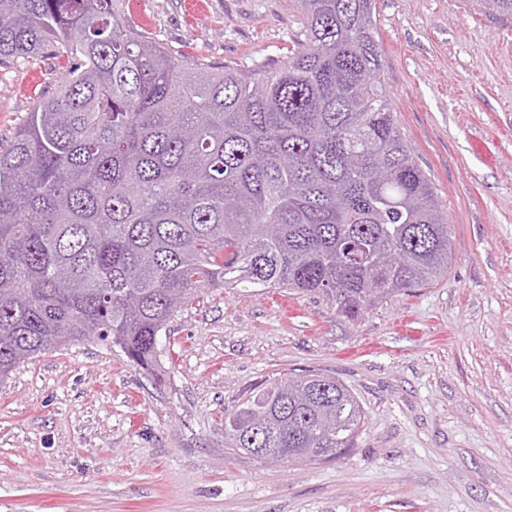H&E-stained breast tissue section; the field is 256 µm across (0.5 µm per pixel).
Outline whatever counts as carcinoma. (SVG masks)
Here are the masks:
<instances>
[{
    "instance_id": "cac0c4a2",
    "label": "carcinoma",
    "mask_w": 512,
    "mask_h": 512,
    "mask_svg": "<svg viewBox=\"0 0 512 512\" xmlns=\"http://www.w3.org/2000/svg\"><path fill=\"white\" fill-rule=\"evenodd\" d=\"M512 19V0H468ZM274 71L208 70L112 0H0V59L71 66L0 145V381L61 341L142 368L204 287L295 288L356 320L448 273L447 215L381 81L376 0H298ZM364 425L336 378L286 377L224 416V450L339 459Z\"/></svg>"
}]
</instances>
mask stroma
I'll return each instance as SVG.
<instances>
[{"mask_svg": "<svg viewBox=\"0 0 512 512\" xmlns=\"http://www.w3.org/2000/svg\"><path fill=\"white\" fill-rule=\"evenodd\" d=\"M113 0L136 36L206 66L270 71L297 0ZM381 80L448 216L453 261L350 322L290 288H204L144 372L59 343L0 382V512H512V19L462 0H376ZM67 67L0 60V141ZM483 137L493 163L473 153ZM316 371L359 399L346 456L290 467L224 453V415Z\"/></svg>", "mask_w": 512, "mask_h": 512, "instance_id": "1", "label": "stroma"}]
</instances>
